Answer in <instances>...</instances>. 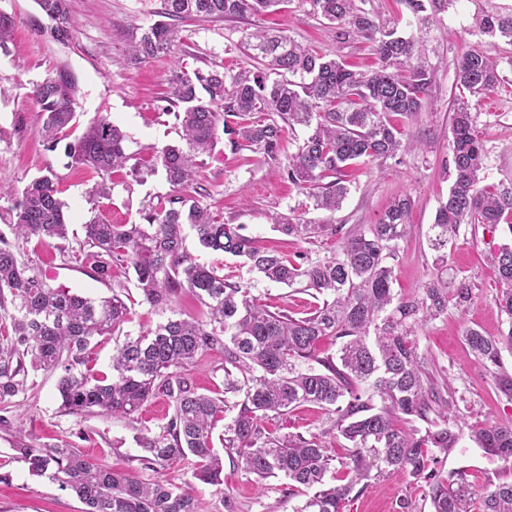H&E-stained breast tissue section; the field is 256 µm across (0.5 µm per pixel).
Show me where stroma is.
Masks as SVG:
<instances>
[{
	"instance_id": "1",
	"label": "stroma",
	"mask_w": 512,
	"mask_h": 512,
	"mask_svg": "<svg viewBox=\"0 0 512 512\" xmlns=\"http://www.w3.org/2000/svg\"><path fill=\"white\" fill-rule=\"evenodd\" d=\"M159 7L160 0H71L78 30L71 43L61 45L38 34L36 27L43 17L34 0H0V12L16 19L9 51L0 53V183L19 189L34 177L54 173L71 224L68 240L31 239L22 244V256L53 286L96 299L111 296L116 289L128 292L130 320L123 329L133 335L154 327L164 316L141 303L131 268L113 266L106 280L95 275L81 226L93 215L113 224L139 221L141 209L149 201L170 195L172 188L160 172L140 184L121 173L114 177L111 198L90 205L86 192L98 175L90 168L70 167L64 143L52 149L43 143L38 135L42 116L33 98L34 84L58 69H69L77 78L78 93L77 122L68 131L67 141L105 114L127 131V151L140 160L148 158L151 148L179 140L180 126L172 113L164 111L162 101L174 67L188 72L251 68L250 53L241 43L243 29L259 25L285 30L301 44L336 54L356 71L377 65L366 46L353 41L337 43L325 20L313 14L308 0H289L285 11L256 21L183 22L175 58L127 67V30L152 25ZM484 10L512 13V0H455L448 12L428 26L401 23L405 36L424 40L433 70L431 102L416 119L403 122L401 147L393 157L349 172L350 192L336 213L304 209L303 195L286 177L284 160L270 159L249 147L231 150L222 135L197 177L203 203L225 223L240 226L242 235L256 246L312 260L337 254L340 237L309 242L287 236L276 230L275 216L293 212L305 220L330 222L355 233L367 230L395 199L410 198L409 233L386 258L393 269L395 297L420 294L426 282L439 276L452 285H466L472 294L471 301L463 305L449 301L444 314L419 329L417 342L420 353L431 361L434 385L451 393L459 410L451 425L458 435L457 444L448 454L439 455L436 468L444 476L465 472L476 491L490 484L512 483V462L486 454L475 439L480 428L512 418V401L496 390L489 372L464 339L469 328L497 336L512 327V318L497 302L502 285L494 264L497 247L512 245V230L504 224L461 226L448 242L444 273L438 270L428 236L450 185L444 161L457 93L455 60L464 47H479L498 62L504 77L494 92L470 101L486 152L482 182H512V44L477 32L475 17ZM186 249L193 261L216 268L228 282L250 287L270 310L302 316L323 302L315 291L264 280L242 258L204 249L195 237H188ZM188 377L198 392L223 394V354L214 351L199 356L189 367ZM58 378L55 372L32 373L25 393L0 403V416L8 420L7 425H0V470L10 475L8 482L0 483V512H81L83 508L71 491L61 490L49 477L32 475L24 463L13 460L9 440L17 433L38 444L68 442L92 461L141 480L160 479L178 486L192 481L190 463L150 470L141 462L142 450L135 437L145 429L160 432L166 424L172 408L165 396H156L131 419L96 410L65 414L59 409ZM264 426L277 435L319 434L328 426L327 413L305 404L265 420ZM192 483L198 512H296L306 500L284 476L262 481L229 459L224 462L223 487ZM342 512H432V507L425 482L393 474L356 484Z\"/></svg>"
}]
</instances>
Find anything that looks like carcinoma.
Returning <instances> with one entry per match:
<instances>
[{"label":"carcinoma","mask_w":512,"mask_h":512,"mask_svg":"<svg viewBox=\"0 0 512 512\" xmlns=\"http://www.w3.org/2000/svg\"><path fill=\"white\" fill-rule=\"evenodd\" d=\"M54 41L67 45L77 24L69 0H35ZM286 0H161L163 20L127 31V64L136 67L167 56L180 44L176 23L184 20L235 21L275 11ZM336 34L339 43L369 44L379 66L355 72L340 59L305 47L284 32L262 30L244 36L257 56L268 60L256 70L234 74L212 69L176 71L164 98L181 128V142L154 149L151 164H129L128 134L99 115L67 146L70 164L93 169L100 178L90 191L94 202L112 195V174L140 182L160 168L176 194L148 205L139 224H110L93 217L83 225L85 244L95 249L94 272L111 274L112 265L133 268L142 302L170 312L163 322L136 336H126L112 354V375L92 373L90 363L99 338L121 329L130 308L120 294L93 300L52 286L21 260L19 243L37 237L65 240L66 204L53 174L30 180L21 190L0 184V199L12 202L10 235L0 231V311L8 315L0 335V403L26 391L33 372L61 371L60 408L81 414L93 408L133 416L150 399L165 395L173 412L157 434L140 432L137 444L149 468L192 459L191 477L223 485V459L213 448V432L224 423L225 448L259 479L282 475L296 491H313L297 512H342L353 485L376 474H400L423 480L433 512H465L472 495L463 478L448 480L434 468L433 450L448 453L457 434L448 427L455 405L426 380L427 359L419 352L417 327L448 310V286L425 285L420 295L394 301L392 268L384 259L407 234L411 201H394L371 225L369 233L347 235L340 256L302 264L276 250H259L231 224L216 219L208 206L188 194L202 156L212 150L223 128L235 150L251 147L275 159L283 152V126H302L309 134L287 156L286 174L313 209L336 212L348 194L347 166L386 159L399 150L402 130L396 117L414 118L428 104L433 72L423 41L397 33L399 20H382L358 0H309ZM409 14L425 24L448 11L453 0H401ZM478 31L512 40V16L481 12ZM14 17L0 12V51L7 52ZM459 94L451 123V184L431 224L429 243L448 247L463 224L495 227L512 220V184L480 186L485 148L475 134L468 98L494 91L501 82L498 64L470 47L456 60ZM78 91L75 76L60 69L33 87L43 115L39 135L54 147L71 130ZM278 230L304 240L333 237L334 224H312L300 217L279 216ZM211 251L246 258L266 280L304 287L325 296L304 317L271 311L251 289L224 281L213 267L191 260L185 230ZM503 285L501 308L512 319V247L494 257ZM189 293L203 304L209 321L185 319L174 309ZM322 336L343 340L340 363L320 360L322 369L299 368L313 356ZM464 339L492 376L495 388L512 401V374L501 362V349L512 348V326L500 336L476 329ZM209 351L224 353V396L198 392L184 377L187 367ZM382 399L377 407L368 392ZM243 394L228 403L227 395ZM302 404L330 414L326 433L351 444L342 462L343 485L327 484L332 458L323 436H274L263 427L273 416ZM432 424L416 437L396 426L403 415ZM486 453L512 461V419L476 432ZM13 458L36 476L47 475L73 491L83 512H196L191 482H145L88 459L68 443L37 445L18 434ZM481 512H512V483L481 490Z\"/></svg>","instance_id":"obj_1"}]
</instances>
